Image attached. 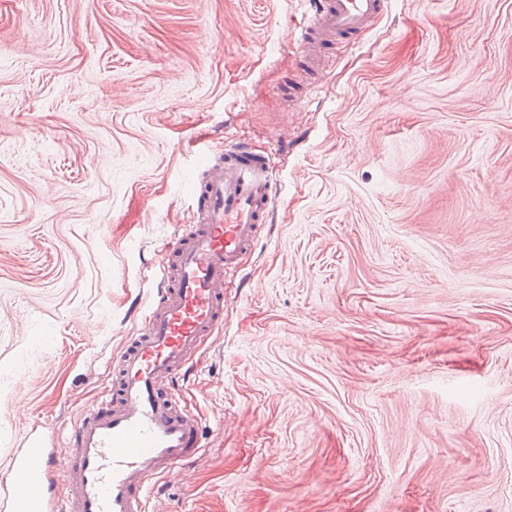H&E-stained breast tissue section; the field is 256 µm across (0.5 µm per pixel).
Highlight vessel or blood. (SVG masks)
Here are the masks:
<instances>
[{"label": "vessel or blood", "instance_id": "vessel-or-blood-1", "mask_svg": "<svg viewBox=\"0 0 512 512\" xmlns=\"http://www.w3.org/2000/svg\"><path fill=\"white\" fill-rule=\"evenodd\" d=\"M385 4L313 0L301 43L358 37ZM277 185L270 155L247 143H225L204 159L191 187L197 225L161 248L157 295L139 308L141 328L114 361L111 384L77 418L67 453L37 436L15 453L0 512H148L156 478L198 453L202 425L182 404V383L224 319V282L258 239Z\"/></svg>", "mask_w": 512, "mask_h": 512}]
</instances>
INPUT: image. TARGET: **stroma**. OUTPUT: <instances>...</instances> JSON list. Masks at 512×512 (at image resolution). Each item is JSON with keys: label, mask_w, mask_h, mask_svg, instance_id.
Here are the masks:
<instances>
[{"label": "stroma", "mask_w": 512, "mask_h": 512, "mask_svg": "<svg viewBox=\"0 0 512 512\" xmlns=\"http://www.w3.org/2000/svg\"><path fill=\"white\" fill-rule=\"evenodd\" d=\"M308 0H0V477L71 422L191 223L204 151L273 220L149 512H512V0H388L309 73Z\"/></svg>", "instance_id": "obj_1"}]
</instances>
